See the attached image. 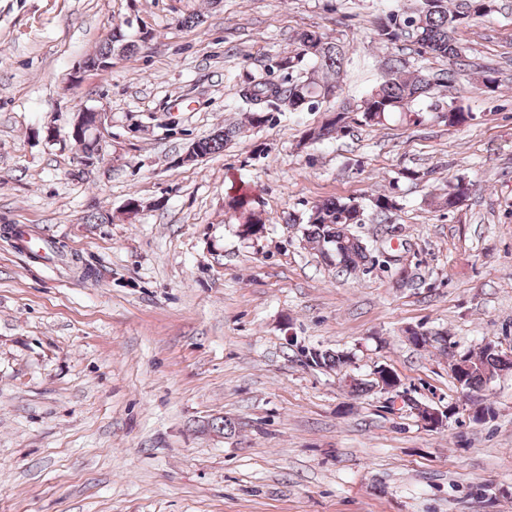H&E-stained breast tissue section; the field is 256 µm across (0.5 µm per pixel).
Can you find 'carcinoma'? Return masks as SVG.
Wrapping results in <instances>:
<instances>
[{"instance_id":"carcinoma-1","label":"carcinoma","mask_w":512,"mask_h":512,"mask_svg":"<svg viewBox=\"0 0 512 512\" xmlns=\"http://www.w3.org/2000/svg\"><path fill=\"white\" fill-rule=\"evenodd\" d=\"M482 0H462L458 5H451V0H419V6L408 12L390 11L379 18L375 28V36L379 43L394 45L405 35L416 38L420 56L429 58H445L452 63H458L461 50L457 45L454 34L463 25V18L484 16L481 11ZM122 49L126 54H132L139 48L136 41L129 39L120 27L112 28L107 40L99 47V56L86 59L85 68L101 70L100 58L110 55L115 49ZM298 52L284 56L277 62L281 70L292 71L299 56L303 55L314 62V67L326 72L339 73L344 58L343 46L324 40L315 31H304L297 38ZM389 78L381 82L363 101V111L357 114V119L348 120L349 102L342 97V88L335 82L313 81L303 87V95L308 98V104H320V98L331 90H336V102L340 109L335 111L317 139L333 138L343 134L355 126L382 125L391 117L397 115L409 124L419 125L428 119H433L448 127L460 128L471 120V113L463 107H454L447 111H437V108L424 110L420 104L432 95V90L438 83L444 84L453 80L455 71L450 69L442 73L439 79L434 78L427 68L407 73V61L396 56L385 62ZM302 80L288 79L275 84L269 81H247L243 89V97L248 102L270 101V98H285L294 94V90ZM236 135L234 128H222L213 132L209 137L196 141L201 156L216 154L224 150V145ZM250 200L242 194L230 196L225 206L245 214L246 224H266L262 213L248 209ZM361 223L358 217L356 202L338 198L326 199L314 204L306 215L305 238L307 242L318 246L324 245L332 251L336 266L345 271H355L366 265L369 260L367 248L362 241L349 233L351 224ZM470 367L464 376L458 379L462 389L469 392H480L497 373L498 362L490 347L485 346L477 353H467ZM321 366L330 370L348 364V354L344 352L324 351L320 354Z\"/></svg>"}]
</instances>
